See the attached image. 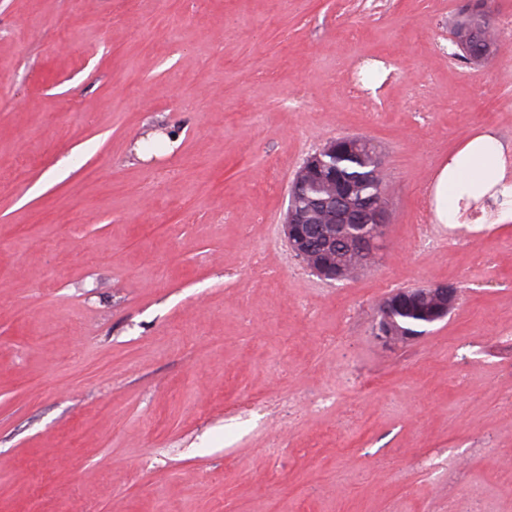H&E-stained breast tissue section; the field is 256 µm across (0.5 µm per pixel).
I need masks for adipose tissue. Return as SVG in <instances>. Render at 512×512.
<instances>
[{
  "instance_id": "1",
  "label": "adipose tissue",
  "mask_w": 512,
  "mask_h": 512,
  "mask_svg": "<svg viewBox=\"0 0 512 512\" xmlns=\"http://www.w3.org/2000/svg\"><path fill=\"white\" fill-rule=\"evenodd\" d=\"M432 196L434 223H463L473 206L478 223L511 224L512 146L489 130L470 137L437 169Z\"/></svg>"
}]
</instances>
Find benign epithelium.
<instances>
[{"mask_svg":"<svg viewBox=\"0 0 512 512\" xmlns=\"http://www.w3.org/2000/svg\"><path fill=\"white\" fill-rule=\"evenodd\" d=\"M466 19L454 29L452 40L462 51L466 50L469 39L482 35L487 20L486 13L465 12ZM325 151L318 150L309 155L295 173V181H300L310 172H319L325 166L323 156ZM363 217V232L352 239L343 241V245L351 252L367 256L372 261L382 240L387 234V205L382 202H366L361 209ZM285 234L290 251L306 264L319 277L330 282H342L364 270L365 264L360 263L350 272L336 271L324 265L317 266L310 261L309 244L326 235L323 225L306 224L296 208L295 193H290L288 209L285 217ZM406 294L414 303L422 307L427 325L432 326L444 320L455 308L457 290L446 285H432L421 288H403L398 290L380 304L375 335L383 343H393L400 339L411 340L420 336L416 330H407L395 336L392 327L394 312L400 304V295Z\"/></svg>","mask_w":512,"mask_h":512,"instance_id":"benign-epithelium-1","label":"benign epithelium"}]
</instances>
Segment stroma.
Segmentation results:
<instances>
[{
	"label": "stroma",
	"mask_w": 512,
	"mask_h": 512,
	"mask_svg": "<svg viewBox=\"0 0 512 512\" xmlns=\"http://www.w3.org/2000/svg\"><path fill=\"white\" fill-rule=\"evenodd\" d=\"M470 5L0 0V512H512V224L422 207L463 138L512 144V0L481 65ZM344 136L389 228L330 283L283 224ZM485 12L486 10L482 13H471L469 11L465 12L467 18L464 19L463 22L454 29V33L451 35L453 42L463 52L462 56L466 59L472 61L478 59V62H482L488 58L491 59L493 56L492 51L488 50V55L480 58L488 46L487 37L493 39L494 41L496 40L495 28L492 25L488 29L483 39L470 42L467 52L464 54L469 39L476 36H482L487 20V15ZM398 290L384 300L380 304V313L377 320L375 335L376 338L383 343H395L396 340H411L415 337L421 336L426 332V328L444 320L449 313L455 308L457 303V290L448 287V285H432L421 288H399ZM407 294L412 298L414 303L417 304L423 311V316L427 324L423 327L422 332H418L416 327L420 321L418 316L411 312L400 313L399 323L403 327H408L416 330H407L400 333V336H395L392 327L394 312L398 309L400 304V295ZM433 299V304L423 306L425 300Z\"/></svg>",
	"instance_id": "obj_1"
}]
</instances>
